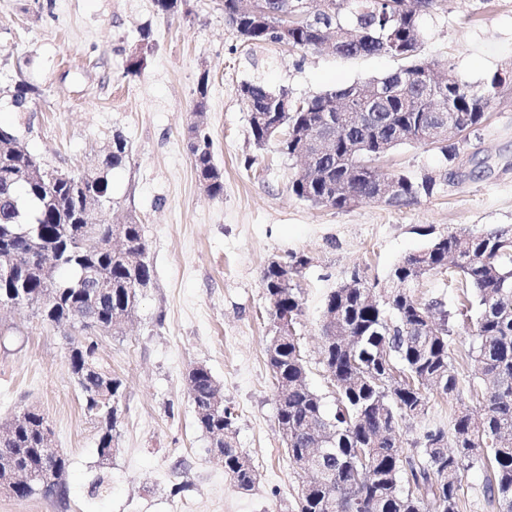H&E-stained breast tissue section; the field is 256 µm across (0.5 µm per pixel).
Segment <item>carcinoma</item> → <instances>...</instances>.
Segmentation results:
<instances>
[{"mask_svg":"<svg viewBox=\"0 0 512 512\" xmlns=\"http://www.w3.org/2000/svg\"><path fill=\"white\" fill-rule=\"evenodd\" d=\"M304 5V24L291 30L287 45L301 53L316 52L321 45L311 31L327 35L348 34L336 47L341 56L388 55L401 65L382 77L354 83L303 100L289 110L280 94L259 79L241 88L259 109L268 110V122L251 125L256 144H274L296 157L299 138L280 141L272 126L285 119L295 133L310 130L323 118L342 126L332 155L320 159L310 172H300L290 184L298 199L313 206L348 209L359 200L400 203L430 197L437 183L405 174L385 173L371 165L382 144L392 150L404 144L430 145L426 138L427 113L420 98L404 93L399 77H422L438 63L420 56L422 31L419 15L407 0H264L269 12L258 27L243 8L242 0H224V19L251 43H283L281 7ZM166 16L184 13L180 0H154ZM379 83L387 91L386 120L364 122L361 112L365 88ZM507 79L497 72L475 85L458 74L437 89L436 97L451 99L454 122L478 130L486 113L475 111L483 102L491 107ZM14 106L23 109L39 95L24 79L10 89ZM208 104V75L200 76L193 108L201 113ZM447 166H454L462 143L438 141ZM187 150L199 182L212 199L224 196V174L216 165L211 137L199 125L189 127ZM129 159L126 140L112 138L109 150L96 167L99 177L79 186L52 177L46 164L30 153L16 136L0 139V239L14 238L22 253H51L57 263L41 270L34 266L22 282L0 281V304L31 307L41 319L58 326L122 331L133 317L139 292L136 283L152 280L142 225L132 220L120 225L126 251L112 247L113 225L87 224L82 214L89 198L112 202L108 172ZM399 186L393 200L382 198L386 180ZM310 263L304 254H291L284 270L268 264L262 286L270 303L276 349L266 348L272 372L279 431L285 432L288 459L309 475L308 488L299 490L297 512H464L461 476L488 463L494 475L483 486V497L498 512H512V229L484 233L460 229L442 234L395 265L384 284L357 277L354 287L333 290L326 310L336 313V335L320 347L325 371L335 388V408H325L323 397L308 380L306 360L294 324L301 314V299L294 277ZM94 269L112 287L101 290L82 278ZM448 273L458 284L468 305H477L466 357L471 366L469 398L480 410L470 411L459 387L449 345L451 329L446 313L426 325L421 315L427 303L414 295L419 280L431 273ZM69 366L82 387L84 408L99 425L98 451L103 458L116 451L113 431L121 415L123 382L101 363L98 343L88 337L71 340ZM410 374L413 384L395 387L390 371ZM188 393L198 406L197 425L224 448V472L240 490H250L257 480L250 457L236 447L235 414L222 405L224 390L209 370L199 365L188 373ZM456 401L448 428L423 433L417 456L402 455L398 433L405 421L428 413V393ZM47 420L37 408L23 412V421L0 430V480L13 468L32 474L50 469L52 491L67 496L64 475L68 460L58 451L45 454L43 426Z\"/></svg>","mask_w":512,"mask_h":512,"instance_id":"cac0c4a2","label":"carcinoma"}]
</instances>
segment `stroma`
Listing matches in <instances>:
<instances>
[{
	"label": "stroma",
	"mask_w": 512,
	"mask_h": 512,
	"mask_svg": "<svg viewBox=\"0 0 512 512\" xmlns=\"http://www.w3.org/2000/svg\"><path fill=\"white\" fill-rule=\"evenodd\" d=\"M190 6L191 16L167 17L154 0H0V125L50 166L75 174L98 165L113 134H121L130 157L111 173L113 201L93 220H136L153 268L129 329L99 339L104 364L124 387L119 449L106 460L62 331L30 309L0 310V425L25 407L40 408L69 460L66 500L0 493V512H174L180 504L189 512H296L302 476L276 421L263 269L291 253L311 259L295 279L302 302L295 329L309 381L330 408L335 389L318 353L330 291L355 269L385 280L424 246L426 231L512 227V85L471 137L460 176L440 181L433 196L394 206L364 200L345 211L315 207L289 189L299 162L274 146H256L241 83L258 78L270 91L302 100L382 76L397 60L250 44L225 22L222 0ZM422 33L423 56L471 83L512 66V0H443L423 15ZM144 39L152 47L147 66L128 75L130 52ZM204 72V128L224 171L219 200L202 191L186 149ZM18 76L40 89L23 111L5 92ZM382 167L416 178L446 164L438 149L406 144ZM415 295L451 310L450 349L460 382L468 383L471 320L458 314L455 292L444 276L430 274ZM199 364L223 386L236 415L237 446L258 472L251 491L234 486L196 426L185 376ZM454 406L432 395L427 415L403 428L404 455L414 454L422 427L447 425ZM102 471L110 486L90 495L89 482Z\"/></svg>",
	"instance_id": "obj_1"
}]
</instances>
